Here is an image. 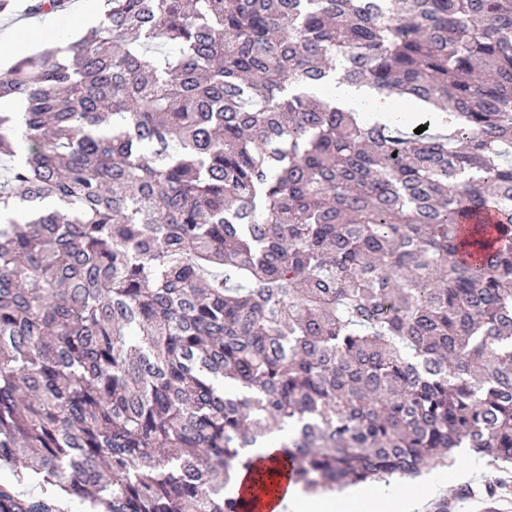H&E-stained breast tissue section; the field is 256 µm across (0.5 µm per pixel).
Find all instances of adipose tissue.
I'll return each instance as SVG.
<instances>
[{
  "label": "adipose tissue",
  "instance_id": "adipose-tissue-1",
  "mask_svg": "<svg viewBox=\"0 0 512 512\" xmlns=\"http://www.w3.org/2000/svg\"><path fill=\"white\" fill-rule=\"evenodd\" d=\"M105 8L104 0H92L91 4L80 6L65 18L61 28L28 27L19 32L18 41L25 48H39L46 43L60 44L62 35H69L97 24ZM328 93L335 97L341 107L363 114H369L379 121L399 120L404 105L378 94L366 86H355L341 80L331 81ZM277 441L268 439L248 449V456L254 458L252 470L238 469L233 477V489H240L250 483L252 474H264L275 483L276 505L273 512H323L325 501L320 496H309L298 483L290 480L288 472L277 457Z\"/></svg>",
  "mask_w": 512,
  "mask_h": 512
}]
</instances>
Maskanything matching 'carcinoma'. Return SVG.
Here are the masks:
<instances>
[{
	"label": "carcinoma",
	"instance_id": "1",
	"mask_svg": "<svg viewBox=\"0 0 512 512\" xmlns=\"http://www.w3.org/2000/svg\"><path fill=\"white\" fill-rule=\"evenodd\" d=\"M105 3L0 75V462L104 512H236L285 430L309 491L512 463V0ZM340 67L336 63V80H332L328 93L341 107L361 114L368 113L374 120L396 121L410 109L397 101L378 94L367 86H355L339 80Z\"/></svg>",
	"mask_w": 512,
	"mask_h": 512
}]
</instances>
